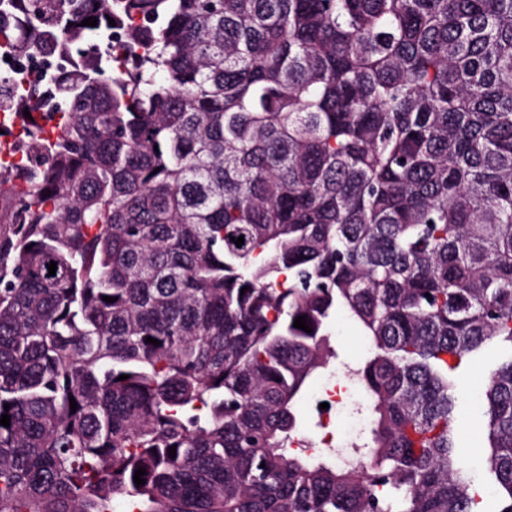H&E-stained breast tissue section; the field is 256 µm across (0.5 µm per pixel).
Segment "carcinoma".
<instances>
[{"label":"carcinoma","instance_id":"carcinoma-1","mask_svg":"<svg viewBox=\"0 0 512 512\" xmlns=\"http://www.w3.org/2000/svg\"><path fill=\"white\" fill-rule=\"evenodd\" d=\"M3 9L83 61L0 75V512H512V0ZM339 312L369 438L295 449ZM483 373L480 369L473 371L467 378L464 386V402L460 411V443L467 448H476L480 445V437L475 428L477 413L472 399L474 392H480L483 384Z\"/></svg>","mask_w":512,"mask_h":512}]
</instances>
